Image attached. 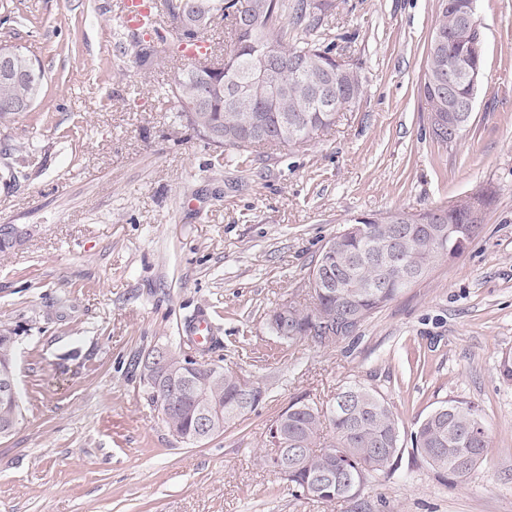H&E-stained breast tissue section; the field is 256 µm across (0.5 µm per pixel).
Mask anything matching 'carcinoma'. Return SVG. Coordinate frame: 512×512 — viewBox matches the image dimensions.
<instances>
[{
	"label": "carcinoma",
	"instance_id": "cac0c4a2",
	"mask_svg": "<svg viewBox=\"0 0 512 512\" xmlns=\"http://www.w3.org/2000/svg\"><path fill=\"white\" fill-rule=\"evenodd\" d=\"M333 8V0H163L154 21L166 31L163 46L138 36L136 57L145 63L157 55L178 58L184 41L202 36L218 20L227 22L230 48L224 50L223 69L210 72L196 66L167 90L178 103L180 117L216 150L229 147L247 154L258 145V131L280 145L301 147L333 125L344 105L357 104L363 95L358 73L351 68L336 70L334 46L323 37L324 18ZM475 41L476 32L460 25L448 11V0H438L422 86L427 112H446L448 97L462 102L471 95L472 86L463 73L483 67V54L476 52ZM10 48L24 72L21 80L0 78V124L31 111L46 83L45 71L26 47L12 44ZM268 59L282 66L284 87L275 95L258 77ZM469 208L466 201L442 211L453 227L445 255L430 247L421 228L390 262L378 260L402 211L384 216L388 223L374 225L370 236L337 233L340 242L331 267L339 288L312 295L311 309L294 308L288 336L278 334L281 316L271 311L269 330L282 342L307 339L316 330V320L325 318L339 325L351 310L359 313L360 320L351 323L352 330L342 340L355 337L375 313L417 283L401 280V273L427 275L442 259L458 255L475 239L478 232L464 223ZM223 374L221 379L197 378L195 389L221 407L222 421L228 424L244 389L235 372L225 368ZM354 387L356 393L345 409L332 405L325 409L301 397L278 415L287 448L306 449L288 459L283 479L301 493H323L328 503L358 498L368 478L391 469L400 452V421L389 402L375 390L358 383ZM441 407L449 412L438 417L428 414L413 432V447L432 471L463 483L486 458L488 429L480 409L469 401L452 399ZM165 424L190 435L196 422L186 410L170 416Z\"/></svg>",
	"mask_w": 512,
	"mask_h": 512
}]
</instances>
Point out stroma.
<instances>
[{
  "label": "stroma",
  "instance_id": "35a3bbf8",
  "mask_svg": "<svg viewBox=\"0 0 512 512\" xmlns=\"http://www.w3.org/2000/svg\"><path fill=\"white\" fill-rule=\"evenodd\" d=\"M120 0H0V42L47 77L0 125V323L16 328L25 410L0 437V512H512V0H479L484 69L455 143L429 131L421 86L437 0H336L325 37L363 95L307 145L214 149L168 87L185 59L135 62ZM495 193L480 234L335 345L283 343L266 315L302 303L325 244L355 216L449 209ZM215 326L208 348L188 332ZM167 346L260 385L223 434L176 439L143 398L137 359ZM359 383L401 424L393 470L354 501L301 495L264 462L270 420ZM451 399L489 429L466 484L411 435Z\"/></svg>",
  "mask_w": 512,
  "mask_h": 512
}]
</instances>
